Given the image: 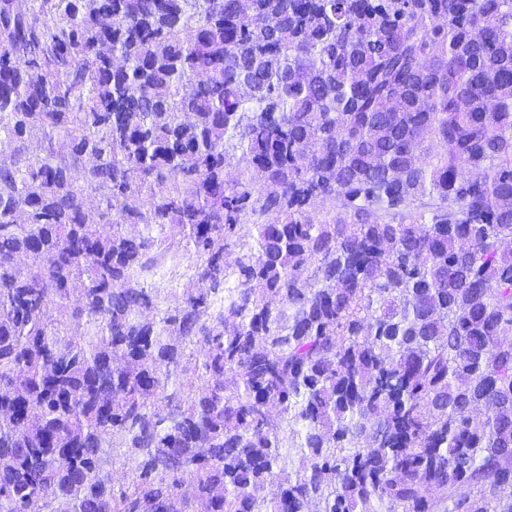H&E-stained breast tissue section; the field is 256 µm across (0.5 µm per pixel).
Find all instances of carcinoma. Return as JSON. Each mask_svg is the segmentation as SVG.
Wrapping results in <instances>:
<instances>
[{"label":"carcinoma","mask_w":512,"mask_h":512,"mask_svg":"<svg viewBox=\"0 0 512 512\" xmlns=\"http://www.w3.org/2000/svg\"><path fill=\"white\" fill-rule=\"evenodd\" d=\"M4 143L0 512H512V0H0ZM192 256L180 250L174 258H168L155 274L147 278L148 285L158 288L162 298L161 307L174 306L181 295L184 284L192 273ZM164 299V300H163ZM286 416H274V424H276L280 429L284 430V440L281 448V453L283 456V463L281 464V469H284V472L281 474V477L291 476L294 478L295 471L301 464V454L298 451V448L293 443V440L288 439V422L285 419ZM112 454V463H108L105 467L111 475L112 486L115 492L131 486L133 480L134 464L127 460L123 451L125 448H108Z\"/></svg>","instance_id":"cac0c4a2"}]
</instances>
